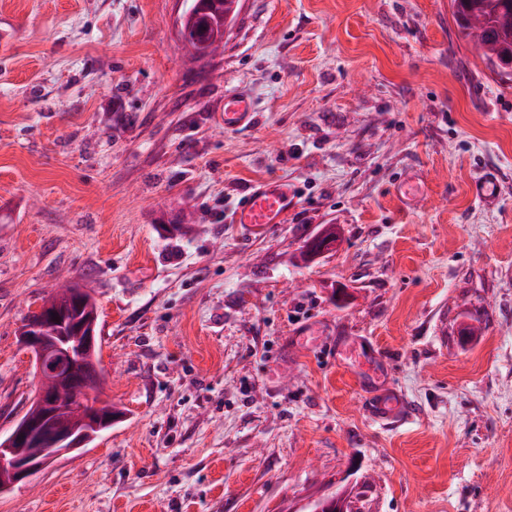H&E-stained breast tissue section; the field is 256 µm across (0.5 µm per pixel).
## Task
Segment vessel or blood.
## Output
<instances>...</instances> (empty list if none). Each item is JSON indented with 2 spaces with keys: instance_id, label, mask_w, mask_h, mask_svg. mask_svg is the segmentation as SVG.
<instances>
[{
  "instance_id": "b4317fda",
  "label": "vessel or blood",
  "mask_w": 512,
  "mask_h": 512,
  "mask_svg": "<svg viewBox=\"0 0 512 512\" xmlns=\"http://www.w3.org/2000/svg\"><path fill=\"white\" fill-rule=\"evenodd\" d=\"M255 107L244 96L227 95L224 98V125L239 128L253 119ZM298 194L288 183L278 178H267L252 185L231 216V221L250 237L259 236L275 224L287 223L297 206ZM369 415L389 423L400 420L405 403L396 389L380 387L366 398Z\"/></svg>"
}]
</instances>
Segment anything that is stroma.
I'll list each match as a JSON object with an SVG mask.
<instances>
[{
    "mask_svg": "<svg viewBox=\"0 0 512 512\" xmlns=\"http://www.w3.org/2000/svg\"><path fill=\"white\" fill-rule=\"evenodd\" d=\"M180 0H0V435L20 332L62 279L99 305L122 414L0 512H512V71L450 0H242L223 54ZM256 106L224 125V97ZM497 175L486 206L474 182ZM287 223L226 220L250 184ZM412 414L384 426L336 339ZM298 194L288 183L267 178L252 185L231 216L246 236H260L273 224H284L297 206Z\"/></svg>",
    "mask_w": 512,
    "mask_h": 512,
    "instance_id": "obj_1",
    "label": "stroma"
}]
</instances>
